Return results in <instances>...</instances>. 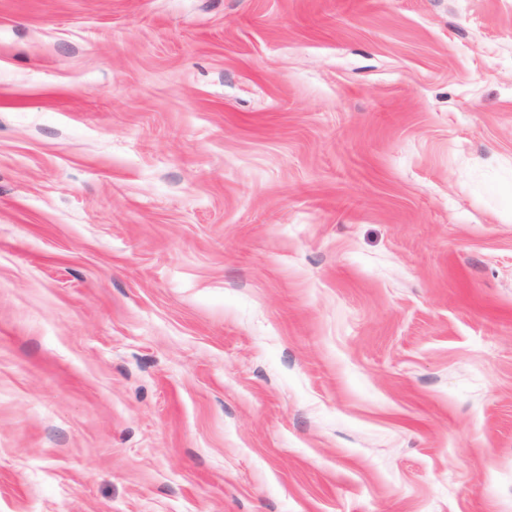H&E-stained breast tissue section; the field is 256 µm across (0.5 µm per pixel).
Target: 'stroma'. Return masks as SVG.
Segmentation results:
<instances>
[{
	"label": "stroma",
	"mask_w": 512,
	"mask_h": 512,
	"mask_svg": "<svg viewBox=\"0 0 512 512\" xmlns=\"http://www.w3.org/2000/svg\"><path fill=\"white\" fill-rule=\"evenodd\" d=\"M0 512H512V0H0Z\"/></svg>",
	"instance_id": "stroma-1"
}]
</instances>
